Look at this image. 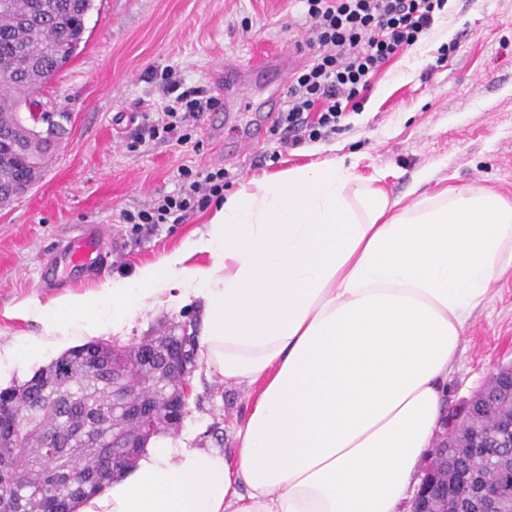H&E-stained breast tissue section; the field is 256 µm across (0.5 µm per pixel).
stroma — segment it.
I'll list each match as a JSON object with an SVG mask.
<instances>
[{
  "instance_id": "stroma-1",
  "label": "stroma",
  "mask_w": 512,
  "mask_h": 512,
  "mask_svg": "<svg viewBox=\"0 0 512 512\" xmlns=\"http://www.w3.org/2000/svg\"><path fill=\"white\" fill-rule=\"evenodd\" d=\"M81 52L40 90L42 101L65 115L42 179L0 209V350L22 352L44 328L32 308L64 294H84L159 261L201 230L211 209L185 223L134 234L120 223L133 210L171 194L183 170L226 169L225 193L264 174L342 160L390 196L480 185L512 201V0H447L433 28L400 51L376 76L361 111L327 140L282 147L265 123L272 98H284L291 71L255 64L270 53L307 58L310 24L300 0H95ZM245 78L222 95L185 144L146 139L131 148L145 117L165 100L158 77L166 67L189 86L213 91L225 67ZM261 128L258 149L245 150V130ZM86 224L109 226L111 264L101 275L47 285L46 265ZM202 305L146 310L132 328L104 330L99 339L131 346L181 328L199 332ZM512 361V272L485 307L477 309L448 376L446 402L456 407ZM191 396L172 440L196 448L236 452L235 434L251 409L253 392L197 365Z\"/></svg>"
}]
</instances>
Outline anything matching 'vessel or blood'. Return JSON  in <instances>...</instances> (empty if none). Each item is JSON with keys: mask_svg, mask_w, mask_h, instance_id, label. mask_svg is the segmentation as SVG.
<instances>
[{"mask_svg": "<svg viewBox=\"0 0 512 512\" xmlns=\"http://www.w3.org/2000/svg\"><path fill=\"white\" fill-rule=\"evenodd\" d=\"M110 257L102 226L92 224L58 252L51 264L50 274L54 277L60 275L70 279H86L101 274Z\"/></svg>", "mask_w": 512, "mask_h": 512, "instance_id": "obj_1", "label": "vessel or blood"}]
</instances>
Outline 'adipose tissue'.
I'll return each mask as SVG.
<instances>
[{
  "instance_id": "obj_1",
  "label": "adipose tissue",
  "mask_w": 512,
  "mask_h": 512,
  "mask_svg": "<svg viewBox=\"0 0 512 512\" xmlns=\"http://www.w3.org/2000/svg\"><path fill=\"white\" fill-rule=\"evenodd\" d=\"M198 254L210 266L188 267ZM512 270V202L412 203L327 160L252 179L132 276L32 309L64 342L202 301L207 370L260 393L235 457L157 438L77 512H409L473 312Z\"/></svg>"
}]
</instances>
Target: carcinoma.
Segmentation results:
<instances>
[{
    "instance_id": "1",
    "label": "carcinoma",
    "mask_w": 512,
    "mask_h": 512,
    "mask_svg": "<svg viewBox=\"0 0 512 512\" xmlns=\"http://www.w3.org/2000/svg\"><path fill=\"white\" fill-rule=\"evenodd\" d=\"M38 10L30 24L21 25L20 17ZM94 9V0H0V136L9 134L2 117L11 116L24 101L29 76L35 75L45 84L59 69L80 53L85 22ZM49 155L39 147L22 157L21 166L0 170V181L9 183L41 177ZM95 347L86 343L67 351L44 370L22 385L2 390H17L21 398L14 413L30 418L36 427L28 438L0 430V466L27 475L24 488L14 496L22 501V512H34L46 499L68 504L76 512L79 500L103 488L98 485L74 494L62 481H51L47 475L65 465L83 468L96 451L94 440L112 444V418L93 429L95 439L78 443L66 458L45 454L39 448L41 431L48 425H62L98 405L112 407V376L90 373L84 369V351Z\"/></svg>"
}]
</instances>
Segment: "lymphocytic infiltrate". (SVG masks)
Here are the masks:
<instances>
[{"label":"lymphocytic infiltrate","mask_w":512,"mask_h":512,"mask_svg":"<svg viewBox=\"0 0 512 512\" xmlns=\"http://www.w3.org/2000/svg\"><path fill=\"white\" fill-rule=\"evenodd\" d=\"M447 0H303L311 23L306 45L309 60L296 71L286 91L288 105L275 128L283 144L295 148L329 138L341 129L347 112L361 109L375 77L404 47L415 45L435 23ZM161 78L173 99L148 128L150 136L186 142L189 123L200 121L218 101L203 89L183 88L176 72ZM224 169L183 171L176 193L120 214L122 223L149 230L159 224H182L195 212L222 198Z\"/></svg>","instance_id":"lymphocytic-infiltrate-1"}]
</instances>
